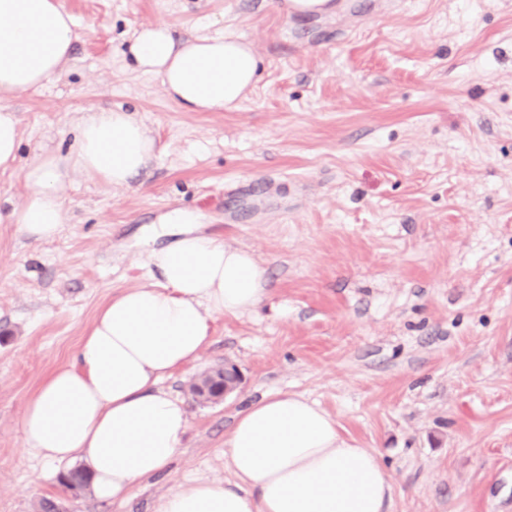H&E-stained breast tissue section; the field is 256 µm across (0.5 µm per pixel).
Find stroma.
Instances as JSON below:
<instances>
[{"mask_svg": "<svg viewBox=\"0 0 512 512\" xmlns=\"http://www.w3.org/2000/svg\"><path fill=\"white\" fill-rule=\"evenodd\" d=\"M78 40L59 79L9 102L20 121L0 211L24 169L75 145L89 110L122 107L157 146L128 185L76 174L69 224L37 241L0 223V512L65 498L60 465L23 449L26 401L76 361L99 309L159 281L151 227L174 210L194 231L250 251L269 293L210 321V342L161 387L188 428L163 473L113 503L86 490L72 512H157L179 485L235 486L224 441L237 412L283 391L377 452L388 512H512V0H342L288 16L282 0H61ZM231 30L261 59L231 111L187 112L130 69L129 34ZM236 365L217 404L190 383Z\"/></svg>", "mask_w": 512, "mask_h": 512, "instance_id": "1", "label": "stroma"}]
</instances>
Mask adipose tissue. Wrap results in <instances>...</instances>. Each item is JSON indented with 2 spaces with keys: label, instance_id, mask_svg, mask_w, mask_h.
Masks as SVG:
<instances>
[{
  "label": "adipose tissue",
  "instance_id": "1",
  "mask_svg": "<svg viewBox=\"0 0 512 512\" xmlns=\"http://www.w3.org/2000/svg\"><path fill=\"white\" fill-rule=\"evenodd\" d=\"M77 39L59 0H0V171L13 169L20 145L7 100L58 79ZM126 57L188 112L234 109L256 83V54L232 32L178 42L157 21L133 31ZM155 152L130 112H88L71 153L45 154L25 169L27 198L7 219L30 237L54 238L67 221L72 175L125 186ZM159 231L175 238L150 255L160 283L113 296L82 339L76 364L50 372L21 418L25 451L56 463L82 461L104 500L125 499L174 461L187 413L161 382L199 357L213 316L247 311L267 293L249 251L196 234L178 214ZM224 464L236 487L190 481L165 496L158 512H385L393 490L378 453L347 444L331 415L289 392L239 412Z\"/></svg>",
  "mask_w": 512,
  "mask_h": 512
}]
</instances>
